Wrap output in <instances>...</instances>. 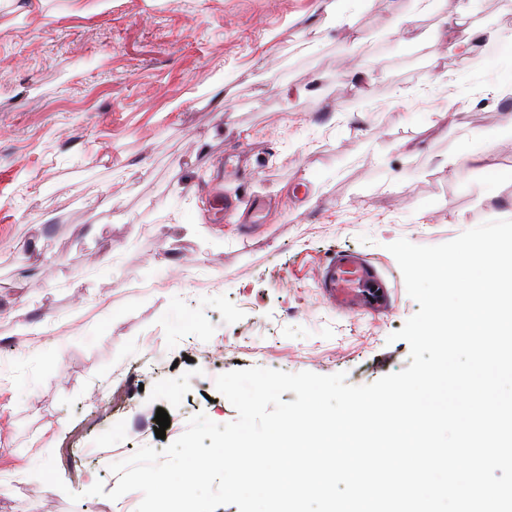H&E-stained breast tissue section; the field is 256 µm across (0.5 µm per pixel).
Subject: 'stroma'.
<instances>
[{"label":"stroma","instance_id":"35a3bbf8","mask_svg":"<svg viewBox=\"0 0 512 512\" xmlns=\"http://www.w3.org/2000/svg\"><path fill=\"white\" fill-rule=\"evenodd\" d=\"M325 2L0 0V512H135L140 492L88 490L196 414L236 419L215 343L227 371L407 368L389 336L419 306L388 244L512 220V0ZM236 147L251 177L225 194L276 223L205 219ZM340 250L385 275L388 314L325 303ZM46 338L64 348L33 385ZM49 457L64 489L33 474Z\"/></svg>","mask_w":512,"mask_h":512}]
</instances>
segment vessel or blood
I'll use <instances>...</instances> for the list:
<instances>
[{"label": "vessel or blood", "mask_w": 512, "mask_h": 512, "mask_svg": "<svg viewBox=\"0 0 512 512\" xmlns=\"http://www.w3.org/2000/svg\"><path fill=\"white\" fill-rule=\"evenodd\" d=\"M316 283L326 303L341 312L383 313L392 306L389 285L377 266L355 252L329 257L319 266Z\"/></svg>", "instance_id": "obj_1"}]
</instances>
